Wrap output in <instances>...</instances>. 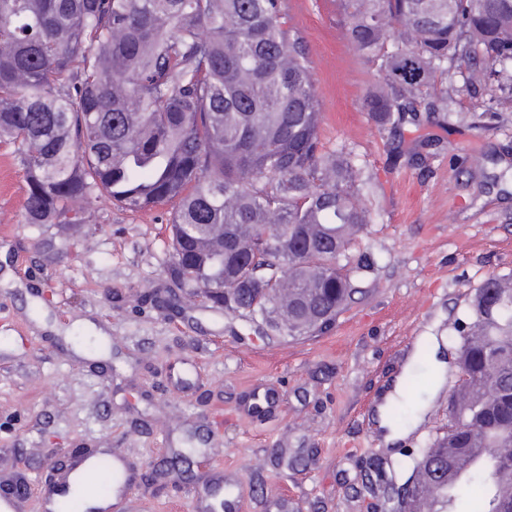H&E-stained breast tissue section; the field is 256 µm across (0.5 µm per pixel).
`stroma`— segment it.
<instances>
[{"mask_svg": "<svg viewBox=\"0 0 512 512\" xmlns=\"http://www.w3.org/2000/svg\"><path fill=\"white\" fill-rule=\"evenodd\" d=\"M304 38L328 147L357 158L375 266L328 330L268 336L201 297L178 299L167 207L99 195L83 224H31L16 148L0 142V472L24 474L41 512L49 452L110 448L143 474L120 512H397L408 452L448 422L454 369L396 446L376 408L420 336L447 360L452 324L484 278L512 273V104L473 97L398 129L361 112L379 81L334 0H285ZM480 158L484 176L467 168Z\"/></svg>", "mask_w": 512, "mask_h": 512, "instance_id": "obj_1", "label": "stroma"}]
</instances>
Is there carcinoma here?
Wrapping results in <instances>:
<instances>
[{"label": "carcinoma", "instance_id": "1", "mask_svg": "<svg viewBox=\"0 0 512 512\" xmlns=\"http://www.w3.org/2000/svg\"><path fill=\"white\" fill-rule=\"evenodd\" d=\"M385 88L362 111L396 128L441 112L454 69L512 93V0H336ZM307 46L283 0H0V139L17 146L30 224H82L108 195L171 207L179 285L288 336L348 305L367 231L352 153L320 136ZM450 337L467 375L448 425L412 457L428 512L512 502V275L473 290ZM462 478L443 483L430 464Z\"/></svg>", "mask_w": 512, "mask_h": 512}]
</instances>
